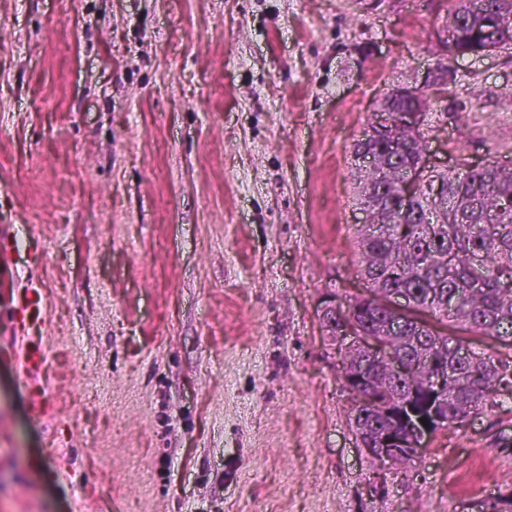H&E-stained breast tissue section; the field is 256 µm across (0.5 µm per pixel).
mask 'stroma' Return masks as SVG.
<instances>
[{
  "instance_id": "stroma-1",
  "label": "stroma",
  "mask_w": 512,
  "mask_h": 512,
  "mask_svg": "<svg viewBox=\"0 0 512 512\" xmlns=\"http://www.w3.org/2000/svg\"><path fill=\"white\" fill-rule=\"evenodd\" d=\"M448 8L0 0V512H512L497 415L415 469L358 448L320 321L367 292L352 146L387 89L446 68L436 164L512 167V49L448 53ZM36 301V293L29 289H23L14 295L15 323L13 333L16 336L27 334L28 330L39 321L40 312H35Z\"/></svg>"
}]
</instances>
